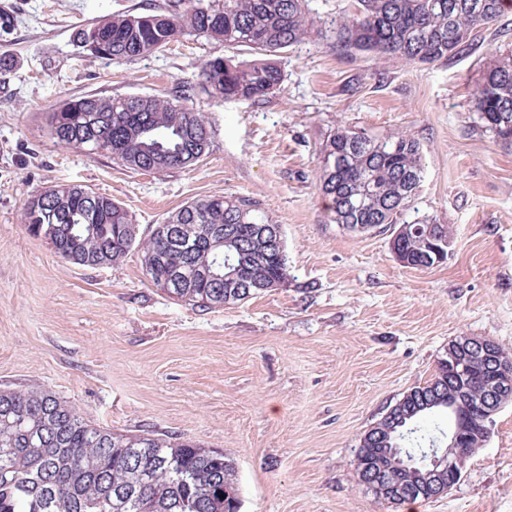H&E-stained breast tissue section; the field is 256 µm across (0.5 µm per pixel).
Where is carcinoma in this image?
<instances>
[{
  "label": "carcinoma",
  "mask_w": 512,
  "mask_h": 512,
  "mask_svg": "<svg viewBox=\"0 0 512 512\" xmlns=\"http://www.w3.org/2000/svg\"><path fill=\"white\" fill-rule=\"evenodd\" d=\"M354 11L336 19L334 45L344 54H372L407 65L447 61L473 45L475 33L501 20L509 0H354ZM189 31L228 45L244 46L255 58L234 63L207 60L202 77L215 99L261 101L283 82L277 54L314 31L307 0H175L159 13L118 14L80 32L92 58L132 62L166 47ZM483 132L512 144V56L488 67L473 92ZM94 116L102 143L84 140L86 117ZM66 134L63 146L107 153L134 171L163 172L194 165L209 149L202 113L177 98L150 95L83 96L61 102L47 116ZM319 190L330 220L375 227L395 224L416 195L423 165L419 143L395 132L369 137L339 127L323 142ZM41 206L26 200L24 223L48 240L63 259L86 267L116 265L135 247L142 267L158 285L159 271L181 278L165 288L174 300L202 311L247 301L288 280L286 255L258 237L272 218L244 199L214 196L188 202L134 236L132 216L112 198L78 185L44 190ZM180 226V238L167 225ZM431 220L408 225L403 251L415 269L424 263ZM234 275L236 289L217 288L208 275ZM448 400V368L439 366L425 383L398 400L399 412L381 419L361 438L357 459L369 471L393 465L392 449L403 431L433 412L421 400ZM235 468L224 450L149 431L120 433L86 422L46 389L0 390V512H239Z\"/></svg>",
  "instance_id": "1"
}]
</instances>
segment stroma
I'll list each match as a JSON object with an SVG mask.
<instances>
[{"label": "stroma", "instance_id": "1", "mask_svg": "<svg viewBox=\"0 0 512 512\" xmlns=\"http://www.w3.org/2000/svg\"><path fill=\"white\" fill-rule=\"evenodd\" d=\"M169 0H0V389H48L84 421L223 449L240 512H512V401L438 498L392 505L361 485L364 432L428 380L459 336L512 356V145L475 129L472 93L512 52V13L450 60L407 65L336 51L313 36L286 49L279 90L218 100L208 59H252L244 46L183 33L132 63L90 59L76 33L105 17L165 10ZM157 95L202 112L211 144L188 168L130 170L57 145L47 114L76 96ZM402 131L423 178L400 219L449 225L446 261L401 266L386 226L333 223L318 190L320 147L339 126ZM75 184L120 203L150 233L186 202L255 201L280 224L288 281L201 311L145 276L140 250L81 267L31 235L23 204Z\"/></svg>", "mask_w": 512, "mask_h": 512}]
</instances>
